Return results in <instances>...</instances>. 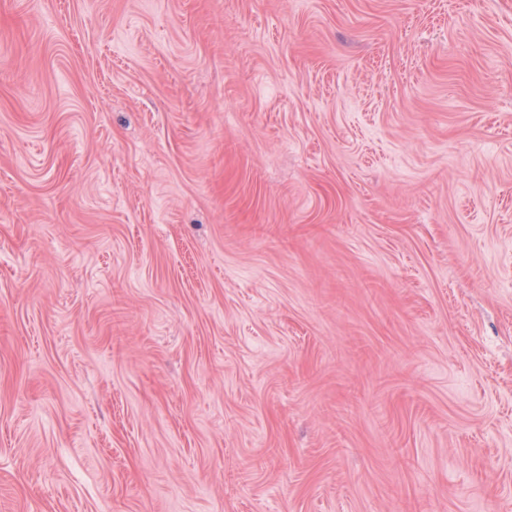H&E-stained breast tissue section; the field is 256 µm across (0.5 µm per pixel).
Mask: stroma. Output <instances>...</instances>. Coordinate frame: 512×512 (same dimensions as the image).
Here are the masks:
<instances>
[{"mask_svg": "<svg viewBox=\"0 0 512 512\" xmlns=\"http://www.w3.org/2000/svg\"><path fill=\"white\" fill-rule=\"evenodd\" d=\"M0 512H512V0H0Z\"/></svg>", "mask_w": 512, "mask_h": 512, "instance_id": "35a3bbf8", "label": "stroma"}]
</instances>
